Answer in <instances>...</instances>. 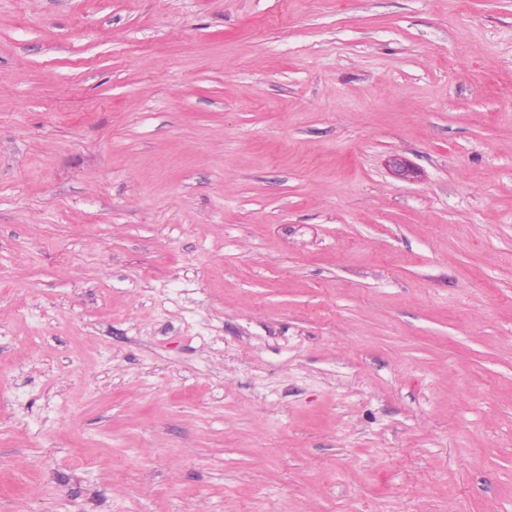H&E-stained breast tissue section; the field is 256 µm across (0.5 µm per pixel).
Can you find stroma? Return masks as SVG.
Returning <instances> with one entry per match:
<instances>
[{"instance_id":"1","label":"stroma","mask_w":512,"mask_h":512,"mask_svg":"<svg viewBox=\"0 0 512 512\" xmlns=\"http://www.w3.org/2000/svg\"><path fill=\"white\" fill-rule=\"evenodd\" d=\"M0 512H512V0H0Z\"/></svg>"}]
</instances>
